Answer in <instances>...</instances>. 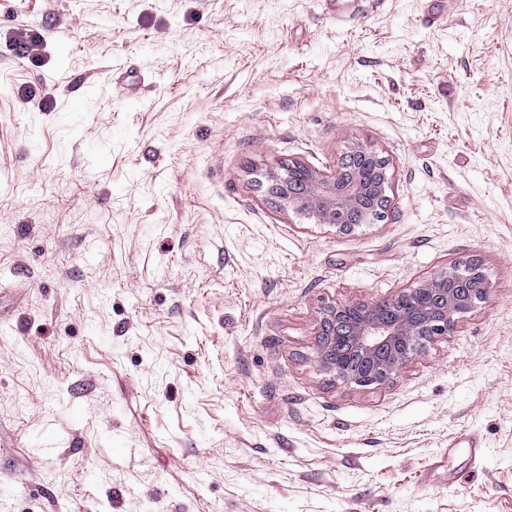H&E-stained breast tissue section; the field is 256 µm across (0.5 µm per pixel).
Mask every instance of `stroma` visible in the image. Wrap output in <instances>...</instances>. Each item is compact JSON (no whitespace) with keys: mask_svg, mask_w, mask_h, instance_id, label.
I'll list each match as a JSON object with an SVG mask.
<instances>
[{"mask_svg":"<svg viewBox=\"0 0 512 512\" xmlns=\"http://www.w3.org/2000/svg\"><path fill=\"white\" fill-rule=\"evenodd\" d=\"M356 142L384 222L265 197ZM472 257L391 382L320 367L323 306ZM0 512H512V0H0ZM10 49L23 59H39L44 49L43 37L31 30H17L9 42Z\"/></svg>","mask_w":512,"mask_h":512,"instance_id":"1","label":"stroma"}]
</instances>
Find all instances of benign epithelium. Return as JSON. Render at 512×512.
<instances>
[{
    "mask_svg": "<svg viewBox=\"0 0 512 512\" xmlns=\"http://www.w3.org/2000/svg\"><path fill=\"white\" fill-rule=\"evenodd\" d=\"M348 155L358 159L359 167L346 170L338 165L330 172L304 168L310 217L339 233L353 230L340 212L358 207L369 195L377 192L382 206L389 204L386 190L390 177H385V184L377 190L361 176V167L380 159L379 154L357 143ZM272 188L278 189L276 199L283 207L298 209V194L283 188L281 177L275 178ZM464 271L465 266L455 262L389 300L324 306L318 330V335L325 337L317 351L320 365L336 378L361 387L393 380L414 359L410 348L422 334L423 322L429 323L433 336H447L456 329L459 315L489 299L492 287L488 280L477 295L448 287V282L463 277Z\"/></svg>",
    "mask_w": 512,
    "mask_h": 512,
    "instance_id": "7a95c632",
    "label": "benign epithelium"
}]
</instances>
